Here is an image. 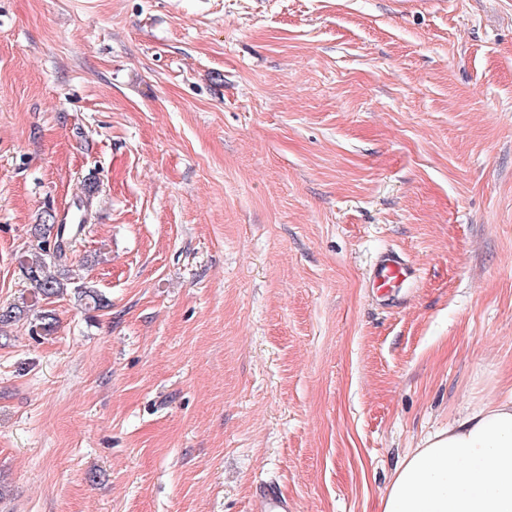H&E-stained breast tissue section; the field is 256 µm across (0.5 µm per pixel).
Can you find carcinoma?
Wrapping results in <instances>:
<instances>
[{
	"label": "carcinoma",
	"instance_id": "carcinoma-1",
	"mask_svg": "<svg viewBox=\"0 0 512 512\" xmlns=\"http://www.w3.org/2000/svg\"><path fill=\"white\" fill-rule=\"evenodd\" d=\"M85 229V224H56L51 213H46L44 221L34 226L33 235L37 240V251L20 262L23 276L35 285L37 293L45 298H53L67 289L68 276L62 273L63 261L73 237ZM79 301L88 309L107 306L106 298L93 288L74 289Z\"/></svg>",
	"mask_w": 512,
	"mask_h": 512
}]
</instances>
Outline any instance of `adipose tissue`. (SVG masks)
<instances>
[{
	"label": "adipose tissue",
	"instance_id": "obj_1",
	"mask_svg": "<svg viewBox=\"0 0 512 512\" xmlns=\"http://www.w3.org/2000/svg\"><path fill=\"white\" fill-rule=\"evenodd\" d=\"M381 512H512V389L407 454Z\"/></svg>",
	"mask_w": 512,
	"mask_h": 512
}]
</instances>
